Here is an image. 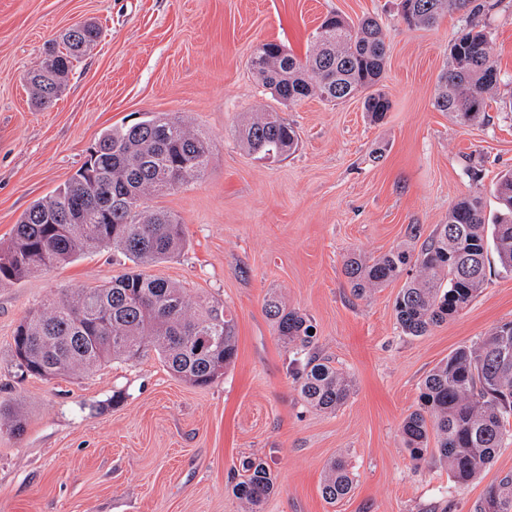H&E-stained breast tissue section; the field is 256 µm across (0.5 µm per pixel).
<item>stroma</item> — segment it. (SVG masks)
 <instances>
[{
	"instance_id": "1",
	"label": "stroma",
	"mask_w": 512,
	"mask_h": 512,
	"mask_svg": "<svg viewBox=\"0 0 512 512\" xmlns=\"http://www.w3.org/2000/svg\"><path fill=\"white\" fill-rule=\"evenodd\" d=\"M399 0H0V245L21 214L82 165L101 132L148 114H175L207 134L203 176L151 199L177 215L187 244L149 274L219 300L237 325V358L215 383L174 377L156 355L111 362L80 377H19L11 343L27 312L65 289L112 281L128 260L98 248L76 261L0 284V408L21 407L22 435L0 426V512H245L231 490L241 459L267 461L277 491L263 512H475L512 474V443L475 479L413 461L401 434L426 373L455 349L512 321V275L488 271L469 305L423 336L402 335L394 300L402 280L358 299L343 273L353 253L419 250L449 208L482 196L497 204L512 168V0L479 17L500 84L483 121L437 111L457 11L410 29ZM381 18L391 102L371 122L361 97L332 104L276 102L250 57L275 41L305 56L329 11ZM102 37L75 66L56 104L36 107L26 74L72 25ZM276 110L299 143L278 162L250 155L238 131ZM306 314L319 355L353 393L340 409L306 405L288 373L291 351L263 312L269 293ZM344 456L353 489L321 495L327 464Z\"/></svg>"
}]
</instances>
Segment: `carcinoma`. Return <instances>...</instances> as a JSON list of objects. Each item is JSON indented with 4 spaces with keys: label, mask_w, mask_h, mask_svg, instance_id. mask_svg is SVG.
<instances>
[{
    "label": "carcinoma",
    "mask_w": 512,
    "mask_h": 512,
    "mask_svg": "<svg viewBox=\"0 0 512 512\" xmlns=\"http://www.w3.org/2000/svg\"><path fill=\"white\" fill-rule=\"evenodd\" d=\"M476 18L490 9L487 0H401L409 27L434 25L445 9ZM96 24H81L62 36V48L44 57L32 73L37 104L56 101L74 62L100 38ZM493 63L485 29L473 24L449 48L434 108L464 120L479 118L485 96L497 83L481 63ZM386 34L378 21L354 24L327 15L300 58L276 42L254 50L250 66L263 88L279 103L310 96L329 102L365 93L372 121L391 108L379 89L386 70ZM240 138L248 153L274 159L295 149L298 134L277 112H261L247 122ZM212 153V141L176 115H149L106 130L87 150L81 167L45 200L20 217L9 244L0 247V282H17L38 269L71 263L96 248L110 247L134 269L107 285L62 291L31 310L17 326L12 346L15 367L23 376L51 378L76 374L120 360L136 362L155 353L175 376L196 386L222 377L237 356L236 323L218 300H191L187 289L146 274L143 268L165 261L186 245L184 225L167 210L147 205L199 178ZM498 209L486 219L480 196L459 199L413 255L391 250L370 259L356 255L344 264L354 296L416 269L400 289L394 311L401 333L424 336L455 318L471 302L486 278L489 255L499 271L512 275V171L495 187ZM263 311L294 357L289 372L299 396L322 411H335L352 394L351 380L311 353V321L277 296ZM496 327L474 346H463L441 360L423 378L416 409L403 420L401 434L415 461L447 466L457 484H466L490 464L512 431V329ZM233 494L249 512H262L275 493L266 461L241 462ZM353 478L347 463L330 462L322 487L329 503L345 498ZM477 512H512V475L491 487Z\"/></svg>",
    "instance_id": "carcinoma-1"
}]
</instances>
